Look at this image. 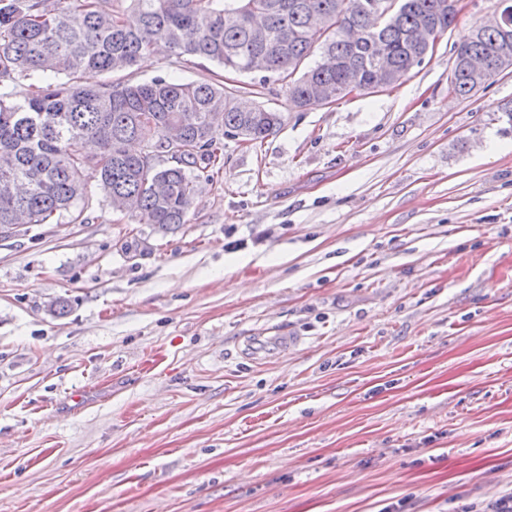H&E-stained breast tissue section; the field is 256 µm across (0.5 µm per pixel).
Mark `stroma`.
<instances>
[{"label":"stroma","mask_w":512,"mask_h":512,"mask_svg":"<svg viewBox=\"0 0 512 512\" xmlns=\"http://www.w3.org/2000/svg\"><path fill=\"white\" fill-rule=\"evenodd\" d=\"M288 103L278 76L154 53L284 115L228 138L186 224L114 209L0 233V512H490L512 493V71ZM64 301L65 314L53 303Z\"/></svg>","instance_id":"obj_1"}]
</instances>
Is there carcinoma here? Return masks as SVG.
Here are the masks:
<instances>
[{"mask_svg": "<svg viewBox=\"0 0 512 512\" xmlns=\"http://www.w3.org/2000/svg\"><path fill=\"white\" fill-rule=\"evenodd\" d=\"M127 2L134 26L101 0H0V228L72 211L93 169L106 196L138 223L175 229L220 159L219 135L257 143L281 128L282 113L237 106L222 84L102 79L159 43L234 72L262 66L287 82L288 102L301 109L336 101L346 81L396 85L425 58L415 44L420 31L439 37L461 11L460 0ZM315 52L319 61L305 67ZM455 55L485 63L479 73L452 67L449 88L466 99L512 68V34L481 22ZM175 153L176 164H159Z\"/></svg>", "mask_w": 512, "mask_h": 512, "instance_id": "obj_1", "label": "carcinoma"}]
</instances>
